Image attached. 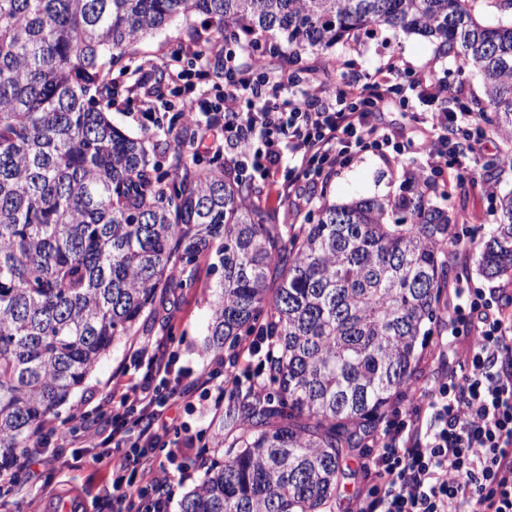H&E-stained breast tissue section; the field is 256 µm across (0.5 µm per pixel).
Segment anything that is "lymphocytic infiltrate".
I'll use <instances>...</instances> for the list:
<instances>
[{"instance_id":"lymphocytic-infiltrate-1","label":"lymphocytic infiltrate","mask_w":512,"mask_h":512,"mask_svg":"<svg viewBox=\"0 0 512 512\" xmlns=\"http://www.w3.org/2000/svg\"><path fill=\"white\" fill-rule=\"evenodd\" d=\"M262 42L260 35H244L217 72L167 59L171 78L164 84L142 69L131 93L139 125L158 126L157 103L178 98L181 108L171 121L193 131L195 152L220 156L225 175L256 190L278 185L281 196L296 204L316 178L370 148L420 157V168L407 175L431 192L471 172L485 147L488 136L473 125L471 113L433 110V103L459 98L434 70L414 80L417 100L428 107L414 139L376 122L398 91L403 71L396 62L363 78L318 80L300 94L287 56H262ZM511 305L500 289L461 282L453 288L448 337H468L459 370L422 391L410 410H393L365 466L372 482L360 494L359 512H512ZM168 343L160 336L134 351L142 377L133 384L116 381L97 405V425L86 430L96 449L91 463L112 471V512H168L167 475L154 451L167 449L173 458L189 449L193 440L177 408L186 397L206 401L224 391L221 361L185 386L169 385L177 355ZM70 440L47 430L22 451V468L34 476L44 464L67 467L60 449Z\"/></svg>"}]
</instances>
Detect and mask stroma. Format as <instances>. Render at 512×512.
Instances as JSON below:
<instances>
[{
    "label": "stroma",
    "instance_id": "obj_1",
    "mask_svg": "<svg viewBox=\"0 0 512 512\" xmlns=\"http://www.w3.org/2000/svg\"><path fill=\"white\" fill-rule=\"evenodd\" d=\"M203 17L197 16L189 23L177 22L157 37L146 39L138 46L136 63L151 65L162 59L168 48L186 41L188 30L201 29ZM397 59L405 64L407 71L404 81H411L419 71L434 67L438 77L454 86H463L466 105L478 109L484 98L483 80L474 72L460 73L452 60L439 58L434 44L419 35H409L401 31L380 29L371 33L355 31L346 35L335 46L304 55L306 64L318 68L341 65L348 73H374L389 60ZM407 157L389 154L380 157L376 151L359 153L353 161L331 175L329 180L319 185L317 198H325L336 203H344L359 197L396 196L406 191L408 183L403 175L404 168L410 167ZM512 191V169L502 171L496 181L498 196ZM480 194L469 193L467 186L447 190L439 189L432 194V201L445 209L460 211L465 222L457 231L462 240H469L471 232L487 231L490 224L498 219V203ZM209 258H201L195 272L192 287L175 291L165 298L156 299V317L149 324L147 333H136L134 338L115 342L110 353L101 359L85 384L75 390L68 401L60 408L56 417L50 418L51 426L73 432H81L89 426L92 408L111 388L112 381L120 368H127L129 377H140V370L128 369V356L133 342H143L168 333L172 336L171 347L179 355L178 369L182 373L198 375L214 358L213 352L205 348L211 309L202 297L210 293L217 280L210 274ZM194 444L188 453L179 456L176 463H168L166 449H156L158 463L168 464L171 472L168 488L172 504L170 512H179L178 503L184 492L196 486L202 478L200 459L210 456L211 434L214 423L211 415L197 410L182 412ZM376 451L373 441H366L364 448L349 461L347 478L341 480L334 502L328 503L327 512H358L357 489L366 486L362 462ZM69 461L68 468L47 469L41 480L20 493L7 497L0 496V512H47L50 501L70 498L80 494L88 503L90 512H98L100 501L110 486L108 472L91 467L79 447L64 449Z\"/></svg>",
    "mask_w": 512,
    "mask_h": 512
}]
</instances>
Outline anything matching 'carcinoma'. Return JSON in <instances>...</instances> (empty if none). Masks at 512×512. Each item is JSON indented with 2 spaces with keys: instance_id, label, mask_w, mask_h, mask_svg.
Instances as JSON below:
<instances>
[{
  "instance_id": "obj_1",
  "label": "carcinoma",
  "mask_w": 512,
  "mask_h": 512,
  "mask_svg": "<svg viewBox=\"0 0 512 512\" xmlns=\"http://www.w3.org/2000/svg\"><path fill=\"white\" fill-rule=\"evenodd\" d=\"M0 0V472L13 469L47 418L114 342L156 314L157 294L188 288L213 256L216 351L260 331L274 342L268 385L234 398L213 456L180 512H325L362 435L416 380L419 340L448 326V282L470 252L450 213L421 190L322 203L289 231L248 203L253 187L218 158L184 157L172 128L171 171L142 138L112 125V68L175 21L203 15L170 55L213 53L247 32L279 34L288 55L351 31L388 28L431 40L459 71L478 72L474 121L509 149L512 0ZM479 264L512 280V192ZM277 288L267 292L272 266Z\"/></svg>"
}]
</instances>
